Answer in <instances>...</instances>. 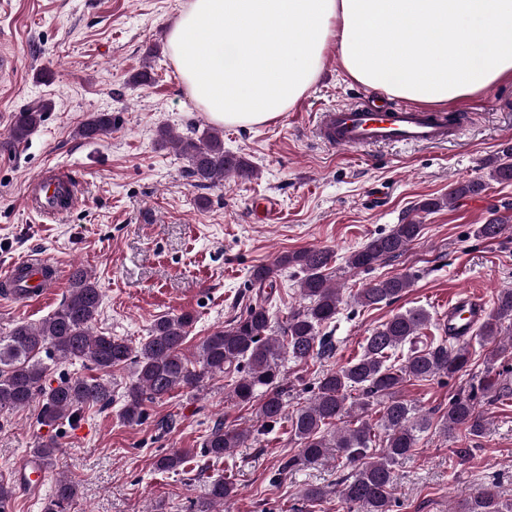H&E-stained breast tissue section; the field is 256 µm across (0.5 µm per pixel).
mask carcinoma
<instances>
[{
    "mask_svg": "<svg viewBox=\"0 0 512 512\" xmlns=\"http://www.w3.org/2000/svg\"><path fill=\"white\" fill-rule=\"evenodd\" d=\"M46 107L32 104L20 112L10 127L12 142L21 143L41 121ZM112 130V114L100 112L78 128V136L96 140ZM158 142L171 144L187 159V173L194 186L213 188L230 179L250 180L256 176L252 163L242 155L224 150L222 131L213 128L194 139L176 138L166 128L158 130ZM490 177L501 184L512 183V149L493 159ZM479 179H465L448 187V196L429 198L418 210L432 212L474 197L485 190ZM509 211L512 208L504 206ZM502 209V210H504ZM493 207L485 222L478 225L475 237L491 240L512 223V215ZM423 225L409 219L395 224L351 251L345 259L355 272H371L381 263L404 255L420 239ZM333 252L318 247L287 252L269 265L250 270V282L259 288L273 286L278 272L294 269L300 274L303 306L288 313L275 327L271 305L259 298L228 327L206 337L187 352L186 343L195 319L189 313L163 315L154 320L149 336L138 345L128 340L92 331L100 315L102 295L91 275L81 268L70 274V287L59 308L39 324L17 323L0 333V409H23L34 400L42 403L39 421L53 426L75 421L89 407L108 408L113 402L112 371L132 368V380L125 386L121 418L139 424L145 417L144 403L161 399L175 389L198 391L216 375L238 374L230 396L239 404L255 405L261 430L269 431L287 422L300 452L282 463L286 471L308 466L334 448L344 456L351 471L341 487L332 490L309 485L303 500L315 505L336 493L349 512H390L393 499V467L415 450L420 433L431 418L400 396L407 381L454 377L470 361L469 344H448V337L423 347L408 350L399 364L390 363L402 347L420 336L431 324L423 308L393 314L365 337L360 356L334 369L319 372L313 394L305 404L288 410V391L283 387L285 363L306 364L332 355L330 337L322 329L334 322L344 303L342 289L327 273ZM412 285L409 273L374 279L353 294V302L363 308H377L396 302ZM512 288L502 289L486 320L477 329L481 344L493 345L489 361L512 349ZM82 360L92 365L99 376L69 377L52 382V369L62 363ZM357 391L361 401H351ZM477 392H459L448 400V409L439 416L443 432L462 428L472 437L482 435L486 419L475 403ZM380 405L379 417L372 423L358 412L371 401ZM251 438L247 429H224L218 423L204 436L199 454L210 460L234 455ZM58 445L54 439L32 449L33 458L45 466L53 465ZM187 454L166 452L155 460L161 472H176L185 466ZM236 488L224 480L211 482L207 496L198 501L194 512H213V508L233 498ZM76 495L73 482L61 479L44 506V512H66ZM460 512H512V502L501 499L496 485H487L466 500Z\"/></svg>",
    "mask_w": 512,
    "mask_h": 512,
    "instance_id": "obj_1",
    "label": "carcinoma"
}]
</instances>
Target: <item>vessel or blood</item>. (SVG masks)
Segmentation results:
<instances>
[{
    "label": "vessel or blood",
    "mask_w": 512,
    "mask_h": 512,
    "mask_svg": "<svg viewBox=\"0 0 512 512\" xmlns=\"http://www.w3.org/2000/svg\"><path fill=\"white\" fill-rule=\"evenodd\" d=\"M316 135L332 149H364L373 145L403 143L435 145L460 139L464 124L439 112L396 106L385 111L365 102L324 109L315 126ZM67 171L44 172L32 178L23 198L25 207L47 220L60 221L65 212L58 198L71 185ZM28 277L18 299L33 303L54 295L62 283L58 265L40 256L22 263ZM489 310L478 296L459 291L448 300L443 329L458 339L471 336Z\"/></svg>",
    "instance_id": "b4317fda"
}]
</instances>
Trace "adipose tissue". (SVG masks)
Segmentation results:
<instances>
[{"label": "adipose tissue", "instance_id": "obj_1", "mask_svg": "<svg viewBox=\"0 0 512 512\" xmlns=\"http://www.w3.org/2000/svg\"><path fill=\"white\" fill-rule=\"evenodd\" d=\"M167 49L220 124L281 116L332 51L364 86L445 106L512 79V0H190Z\"/></svg>", "mask_w": 512, "mask_h": 512}]
</instances>
